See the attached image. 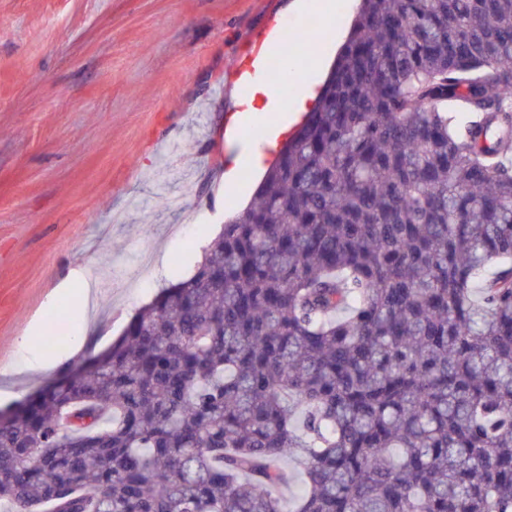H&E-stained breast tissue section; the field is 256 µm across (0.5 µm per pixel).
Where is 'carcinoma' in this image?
Here are the masks:
<instances>
[{
	"instance_id": "obj_1",
	"label": "carcinoma",
	"mask_w": 512,
	"mask_h": 512,
	"mask_svg": "<svg viewBox=\"0 0 512 512\" xmlns=\"http://www.w3.org/2000/svg\"><path fill=\"white\" fill-rule=\"evenodd\" d=\"M0 512H512V0H361L194 273L0 413Z\"/></svg>"
}]
</instances>
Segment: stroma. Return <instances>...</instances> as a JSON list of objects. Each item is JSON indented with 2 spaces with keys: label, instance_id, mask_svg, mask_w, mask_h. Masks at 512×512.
I'll use <instances>...</instances> for the list:
<instances>
[{
  "label": "stroma",
  "instance_id": "35a3bbf8",
  "mask_svg": "<svg viewBox=\"0 0 512 512\" xmlns=\"http://www.w3.org/2000/svg\"><path fill=\"white\" fill-rule=\"evenodd\" d=\"M290 0H0V388L20 396L71 364L29 372L19 343L49 335L55 288L88 267L99 311L81 357L105 350L158 289L191 276L242 211L215 174L241 150L275 157L244 114L237 61Z\"/></svg>",
  "mask_w": 512,
  "mask_h": 512
}]
</instances>
